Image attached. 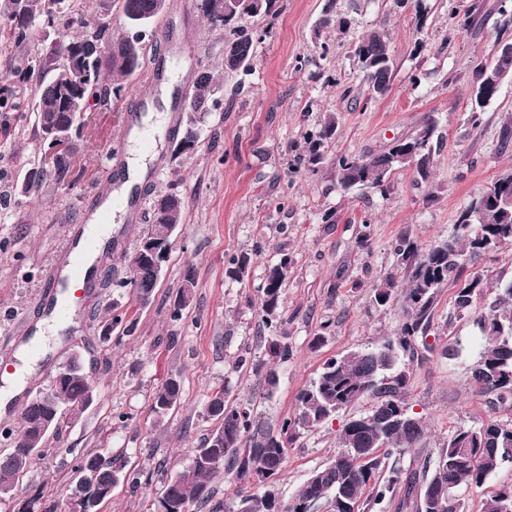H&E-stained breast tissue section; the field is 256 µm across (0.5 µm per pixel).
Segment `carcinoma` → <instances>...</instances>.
<instances>
[{
  "label": "carcinoma",
  "instance_id": "1",
  "mask_svg": "<svg viewBox=\"0 0 512 512\" xmlns=\"http://www.w3.org/2000/svg\"><path fill=\"white\" fill-rule=\"evenodd\" d=\"M54 0H23V21L4 31V38L15 45L31 39V24L37 17L53 26L59 34L54 47L13 68V74L23 84L37 87V130L44 134L55 124L75 121L65 114V102L79 94L92 95L106 108L112 107V98L119 97L126 82L137 75L145 65L142 49L132 43L128 23L118 36L109 33L113 7L121 17L133 13L156 18L159 0H96V11L82 22L78 35L70 34L72 21L53 10ZM224 11L234 18L224 24V72L246 71L254 56V31L243 21L278 11L279 0H221ZM96 43L84 60L63 67L43 77L45 64L52 54L68 47H84L88 41ZM352 57L369 97L382 98L391 89L394 62L391 45L385 30L370 28L357 36L352 44ZM509 68L512 58L496 57L480 61L475 66V81L470 90V122L480 123L485 107L496 96L490 80L491 69ZM217 83L207 70L198 72L189 101V136L199 133L205 114L214 104ZM437 123L427 119L416 131L391 142L378 151L361 155L337 153L330 163L336 171V186L345 193L357 187L385 193L391 174L399 169H412L418 177L429 181L433 166L434 135ZM336 125L327 119L320 129L305 137L297 165L317 166L324 162ZM47 174L31 168L25 176L22 192L39 189ZM185 217L183 200L168 191L153 205L151 224L142 231L139 244L151 245L169 257L172 236ZM512 242V206H506L496 194H481L461 212L454 233L445 240L422 246L408 234L400 235L394 244L399 265L407 270L405 287L392 273L372 284L373 300L383 307L396 301L398 290H403L402 306L405 315L399 332L378 347L366 348L339 358L328 360L318 376L297 397V413L292 418L273 426L254 413L249 401L231 404L224 399V390L211 393L205 411L215 420L214 428L198 447L191 449L188 466L166 478L155 493L150 512H185L188 508H208V512H226L224 499L218 496L213 480L220 474L228 475L242 491L263 483L279 473L285 463L287 450L302 430L318 428L331 421L336 414L359 400L370 397L374 403L365 415L353 416L337 431L336 442L341 448L334 461L315 470L286 503L275 500L268 490L254 491L242 497L244 512H299L302 502L322 504L328 512H344L333 503L339 497L357 505L358 512H373L396 503L407 512H463L462 494L484 486L488 478L505 464H512V425L490 420L479 427L457 429L448 437L444 448L432 457L424 452L427 427L423 417L408 409L405 394L410 375L404 359L417 353V338L428 335L438 292L444 287L455 288L454 305L460 312L474 315L479 326L483 346L470 370V379L476 390L492 396L493 408L512 411V282L502 288L497 298L499 312L482 316L474 312V299L482 288L488 287L483 277L464 276L469 261L496 253L501 243ZM292 263L283 254L270 267L259 290V313L263 326L272 334L279 333L280 308L291 274ZM162 271L152 266L140 269V288L132 297L137 303L154 301ZM195 282L185 278L176 293L170 317L182 319L183 311L193 299ZM112 339L118 331L130 336L136 329L134 316H114L107 320ZM292 355L287 338L271 341L270 357L275 363H285ZM94 379L82 368L71 367L64 380L60 397L49 403L28 402L24 416L29 428L15 445L0 452V495L11 496L23 483L36 457L54 440L62 437L70 421L89 408L85 394ZM182 398L179 377L163 383L153 394L151 410L157 421H162L176 409ZM415 450V460L404 469L390 461L393 449ZM74 469L92 480L83 488V497L77 503L71 499L52 504L42 503L43 512H97L98 507L112 497V488L121 482L132 487L142 485L140 473L125 469L121 453L80 452ZM201 490L204 495L190 502V493ZM512 504V485L491 491L482 501V512H504L505 504Z\"/></svg>",
  "mask_w": 512,
  "mask_h": 512
}]
</instances>
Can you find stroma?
<instances>
[{"label": "stroma", "mask_w": 512, "mask_h": 512, "mask_svg": "<svg viewBox=\"0 0 512 512\" xmlns=\"http://www.w3.org/2000/svg\"><path fill=\"white\" fill-rule=\"evenodd\" d=\"M479 1L473 25L463 30L449 25L448 16L472 0H426L429 14L421 28L413 10L396 8L393 0H337L351 21L348 34L318 37L314 29L327 0H282L276 15L251 21L256 42L250 69L227 74L223 33L207 29L195 0H167L145 39L143 71L110 110L91 113L76 141L80 159L65 182L46 180L30 196L20 187L43 151L31 110L35 96L31 88H15L7 66L45 51L55 37L38 29L21 48L0 40V90L16 89L21 103L19 111L0 112V193L7 196L0 205V389L18 390L0 417V431L16 427L22 407L49 387L72 352H82L98 386L91 407L36 458L24 490L64 500L76 477L75 451H96L105 441L149 486L136 492L117 485L102 512H148L163 476L182 470L191 448L213 429L205 412L208 392L223 389L227 401H251L258 413L279 422L295 414L298 393L326 360L397 334L401 304L374 306L371 286L389 272L405 280L393 252L398 235L408 233L423 245L448 238L469 202L512 172V149L499 148L501 129L512 120V80L502 84L479 125L467 120L475 66L494 56L505 22L499 0ZM373 26L389 36L394 77L389 93L371 101L349 42ZM201 69L220 84L217 102L205 116L195 153L175 159L181 112L172 96L187 94ZM148 110L166 112L170 120L157 130L158 158L146 182L135 188L137 218L113 208L112 244L102 249L91 285L72 302L68 332L34 339L36 323L49 314L43 281L73 249L85 212L111 193L120 173L113 154H130L131 123ZM330 115L337 124L331 152L353 155L381 149L435 118L440 142L430 180L400 169L386 193L358 187L344 195L327 168L293 169L305 135ZM170 190L184 200L185 221L173 236L156 299L138 311L133 336L118 345L103 342L102 319L131 306L129 289L120 285L124 257L149 224L155 197ZM327 211L336 223H322ZM244 254L249 263L238 278L231 269ZM284 254L293 268L280 320L292 356L279 366L280 382L270 394L255 372L270 355L258 300L266 269ZM470 270L491 283L477 297L475 314H493L497 284L512 281V245L478 259ZM189 273L195 278L193 304L183 320L171 321L169 303ZM453 294L440 290L426 338L430 349L406 363L407 404L425 420L434 454L458 427L491 419L512 424V411L492 409L489 396L471 385L479 329L475 315L457 312ZM172 375L182 382L181 403L159 423L151 398ZM372 405V399H361L329 424L301 432L270 483L277 499L288 502L314 470L334 459L342 423Z\"/></svg>", "instance_id": "stroma-1"}]
</instances>
